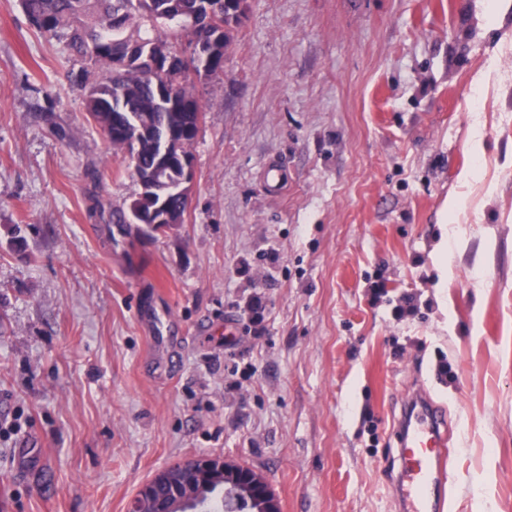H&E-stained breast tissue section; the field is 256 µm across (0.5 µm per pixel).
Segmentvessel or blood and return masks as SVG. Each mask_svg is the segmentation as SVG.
Segmentation results:
<instances>
[{"mask_svg":"<svg viewBox=\"0 0 512 512\" xmlns=\"http://www.w3.org/2000/svg\"><path fill=\"white\" fill-rule=\"evenodd\" d=\"M395 476L403 512H444L447 506L445 467L447 427L427 396H419L401 420Z\"/></svg>","mask_w":512,"mask_h":512,"instance_id":"1","label":"vessel or blood"}]
</instances>
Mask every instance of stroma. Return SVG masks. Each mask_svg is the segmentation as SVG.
<instances>
[{"label":"stroma","mask_w":512,"mask_h":512,"mask_svg":"<svg viewBox=\"0 0 512 512\" xmlns=\"http://www.w3.org/2000/svg\"><path fill=\"white\" fill-rule=\"evenodd\" d=\"M80 68L0 0V512H126L199 455L399 512L420 391L447 512H512V0H248L162 234L110 221L137 185Z\"/></svg>","instance_id":"stroma-1"}]
</instances>
